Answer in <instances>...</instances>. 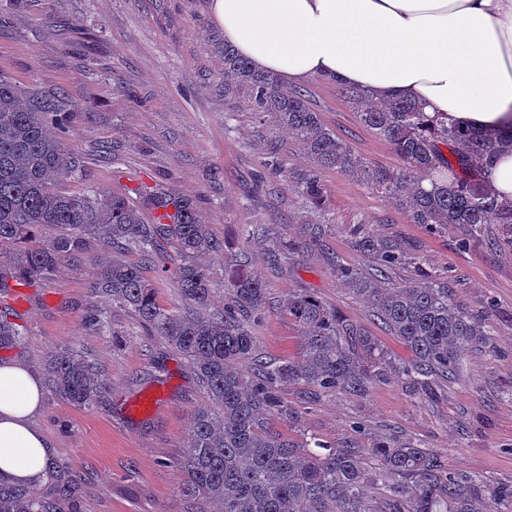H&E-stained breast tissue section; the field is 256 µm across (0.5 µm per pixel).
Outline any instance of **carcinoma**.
<instances>
[{
  "mask_svg": "<svg viewBox=\"0 0 512 512\" xmlns=\"http://www.w3.org/2000/svg\"><path fill=\"white\" fill-rule=\"evenodd\" d=\"M243 86L251 91V110L274 116L309 158L310 167L286 179L308 211L322 210V173L337 170L395 203L413 224L433 233L459 225L466 248L486 242L488 225L495 224V245L512 249V201H500L489 186L494 158L512 151V129L462 130L408 99L378 101L363 88L341 85L360 121L403 163L395 171L377 169L322 122L303 93L286 89L275 73L256 70L226 44L224 93ZM70 124L71 113L0 75V296L16 298L15 290L25 289L28 301L68 261L98 248L111 252L94 261L88 294L131 312L146 334L161 337L207 397L190 416L177 460L182 494L192 501L188 512H488L491 502H512V484L491 487L480 477L450 472L414 441L338 447L274 429L277 420L300 425L301 411L283 397L286 387L301 388L304 402L313 404L337 392L364 397L396 377L432 399L441 383L461 374L469 353L490 346L485 319L455 302L448 282L423 259L368 227L358 231L354 246L374 260L372 274L331 258L334 277L368 302L407 357L317 296L297 291L283 307L302 330L299 353L266 361L255 336L267 309L264 282L246 266L231 264L224 269V308H212V273L202 259L223 245L194 198L156 185L132 206L101 190L57 189L82 172L80 156L65 144ZM424 180L431 189L421 188ZM241 236L246 243L268 239L266 265L279 271L302 251L326 247L328 225L302 224L294 237L275 234L267 224H244ZM168 246L178 257L173 268ZM406 265L414 277L387 285L389 272ZM146 266L172 280L182 309L158 303L155 284L143 275ZM17 318L16 308L0 307L5 358L21 346ZM85 324L118 340L102 307L89 308ZM44 368L52 392L76 407L98 404L109 388L101 364L74 348L49 352ZM79 492L74 474L43 495L0 483V512H81Z\"/></svg>",
  "mask_w": 512,
  "mask_h": 512,
  "instance_id": "obj_1",
  "label": "carcinoma"
}]
</instances>
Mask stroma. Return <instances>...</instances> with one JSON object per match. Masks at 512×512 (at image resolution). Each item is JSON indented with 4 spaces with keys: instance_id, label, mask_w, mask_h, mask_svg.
<instances>
[{
    "instance_id": "obj_1",
    "label": "stroma",
    "mask_w": 512,
    "mask_h": 512,
    "mask_svg": "<svg viewBox=\"0 0 512 512\" xmlns=\"http://www.w3.org/2000/svg\"><path fill=\"white\" fill-rule=\"evenodd\" d=\"M223 43L209 0H0V71L23 89L56 97L73 115L67 144L82 155L86 175L62 181L60 190L92 186L132 199L141 187L163 183L199 199L224 245L205 258L215 281L213 306L224 304L227 257L247 252L271 300L256 328L268 360L298 352L301 330L282 305L300 289L401 352L365 299L334 278L322 252L302 253L272 273L263 243H244L242 225L270 224L292 235L306 216L287 186L258 187L269 144H277L282 170L309 161L274 117L251 111L247 89L225 95ZM293 88L368 165L400 168L392 146L360 122L336 83L313 77ZM323 182L321 220L330 228L331 250L370 272L372 259L352 247L360 224L413 248L447 279L455 301L483 316L496 350L469 354L462 374L442 385L435 402L390 381L364 398L337 393L306 408L298 390L288 388L285 398L302 408L306 436L364 448L380 438H414L449 470L482 476L492 486L512 484V253L462 248L458 226L431 233L339 172H324ZM91 273L90 258L68 262L42 297L19 304L27 334L17 358L38 371L49 350L78 345L102 364L110 390L90 409L45 393L35 424L54 447L53 462L84 478L82 512H186L176 460L191 412L207 398L182 360L161 338L144 335L126 310L108 308L125 344L111 345L83 327ZM150 391L162 394L154 411L130 414L128 403Z\"/></svg>"
}]
</instances>
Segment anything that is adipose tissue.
Segmentation results:
<instances>
[{
    "label": "adipose tissue",
    "instance_id": "adipose-tissue-1",
    "mask_svg": "<svg viewBox=\"0 0 512 512\" xmlns=\"http://www.w3.org/2000/svg\"><path fill=\"white\" fill-rule=\"evenodd\" d=\"M224 40L253 67L405 97L483 132L512 128V0H211ZM43 380L0 361V480H50L54 448L32 419Z\"/></svg>",
    "mask_w": 512,
    "mask_h": 512
}]
</instances>
